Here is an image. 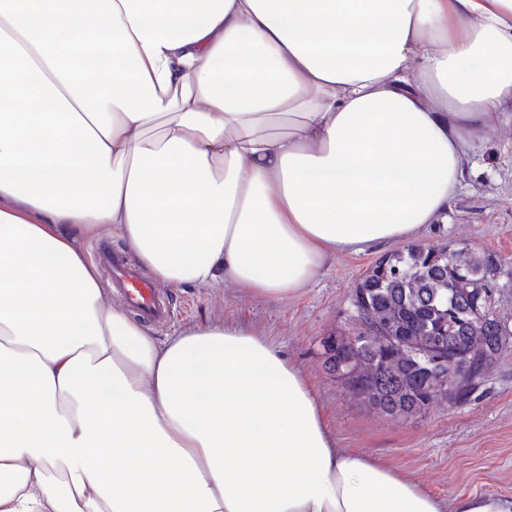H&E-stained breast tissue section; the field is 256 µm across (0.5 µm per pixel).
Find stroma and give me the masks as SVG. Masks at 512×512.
I'll list each match as a JSON object with an SVG mask.
<instances>
[{
  "mask_svg": "<svg viewBox=\"0 0 512 512\" xmlns=\"http://www.w3.org/2000/svg\"><path fill=\"white\" fill-rule=\"evenodd\" d=\"M418 243H466L498 263L495 311L512 324V120L487 126L471 155L453 207L425 225ZM380 250L340 254L296 299H237L232 289H169L174 316L158 337L232 317L266 332L303 371L337 447L393 466L432 496H512V344L465 403H433L426 412L389 417L349 393L326 364L324 343L356 330L354 288Z\"/></svg>",
  "mask_w": 512,
  "mask_h": 512,
  "instance_id": "1",
  "label": "stroma"
}]
</instances>
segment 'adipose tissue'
<instances>
[{"instance_id":"adipose-tissue-1","label":"adipose tissue","mask_w":512,"mask_h":512,"mask_svg":"<svg viewBox=\"0 0 512 512\" xmlns=\"http://www.w3.org/2000/svg\"><path fill=\"white\" fill-rule=\"evenodd\" d=\"M0 512H512L337 447L302 371L170 288L300 295L414 240L512 112V0H0Z\"/></svg>"}]
</instances>
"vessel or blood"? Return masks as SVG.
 Returning a JSON list of instances; mask_svg holds the SVG:
<instances>
[{"label": "vessel or blood", "mask_w": 512, "mask_h": 512, "mask_svg": "<svg viewBox=\"0 0 512 512\" xmlns=\"http://www.w3.org/2000/svg\"><path fill=\"white\" fill-rule=\"evenodd\" d=\"M99 257L111 268L129 306L140 316L150 321H160L169 315V299L153 288L136 270L128 267L122 256L113 253L111 247L103 245L99 248Z\"/></svg>", "instance_id": "b4317fda"}]
</instances>
